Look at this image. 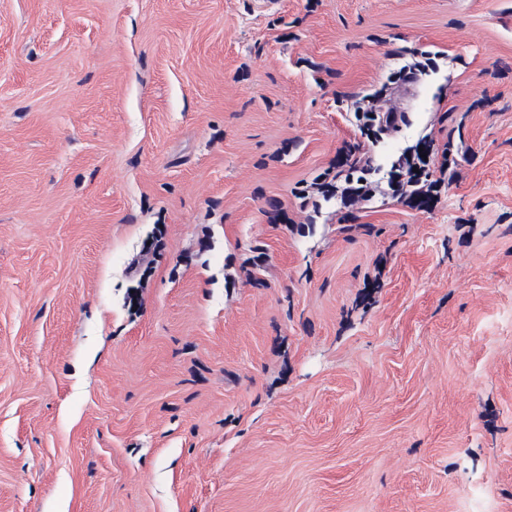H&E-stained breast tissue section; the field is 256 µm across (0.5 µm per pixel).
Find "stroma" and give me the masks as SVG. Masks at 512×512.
Segmentation results:
<instances>
[{
  "mask_svg": "<svg viewBox=\"0 0 512 512\" xmlns=\"http://www.w3.org/2000/svg\"><path fill=\"white\" fill-rule=\"evenodd\" d=\"M0 512H512V0H0Z\"/></svg>",
  "mask_w": 512,
  "mask_h": 512,
  "instance_id": "1",
  "label": "stroma"
}]
</instances>
